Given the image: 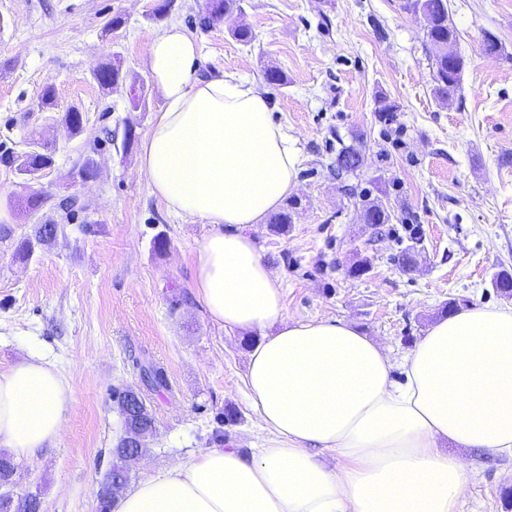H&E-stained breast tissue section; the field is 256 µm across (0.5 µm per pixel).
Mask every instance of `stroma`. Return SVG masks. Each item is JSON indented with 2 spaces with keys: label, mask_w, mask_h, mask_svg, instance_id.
I'll return each instance as SVG.
<instances>
[{
  "label": "stroma",
  "mask_w": 512,
  "mask_h": 512,
  "mask_svg": "<svg viewBox=\"0 0 512 512\" xmlns=\"http://www.w3.org/2000/svg\"><path fill=\"white\" fill-rule=\"evenodd\" d=\"M0 0V370L39 353L67 378L73 403L61 437L38 457L15 458L13 494H38L42 512H97L95 492L122 433L114 387L139 389L156 431L132 467L139 482L212 448L262 447L267 432L244 383L261 331L224 330L200 307L197 250L208 225L169 213L140 170L150 123L164 106L144 61L152 36L181 24L197 41L203 74L233 72L265 91L277 122L297 141L291 192L302 208L287 233L250 228L278 274L289 317L353 323L401 357L458 308H512L492 286L512 273V0H449L464 58L461 90L434 96L435 51L400 0H241L242 9L201 25L209 0ZM121 16L120 28L110 21ZM248 26L243 44L231 29ZM499 38L501 56L481 49ZM126 72L105 89L95 70ZM283 85L268 84L267 68ZM52 85L55 104L40 93ZM398 108L384 124L380 109ZM78 107L82 134L62 122ZM135 139L123 146L125 130ZM51 145L54 162L19 174L6 156ZM344 145L362 149L358 174L337 176ZM98 174L78 183L86 158ZM44 194L32 211L26 199ZM379 200L388 223H364L356 196ZM75 198L73 211L60 207ZM39 224L58 227L29 258L16 248ZM166 232L169 246L151 241ZM414 247L416 266L397 258ZM365 262V273L351 267ZM153 363L169 386H147ZM237 419L225 421V409ZM473 478L460 512H512V457L472 453Z\"/></svg>",
  "instance_id": "1"
}]
</instances>
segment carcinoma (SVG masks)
<instances>
[{"instance_id":"1","label":"carcinoma","mask_w":512,"mask_h":512,"mask_svg":"<svg viewBox=\"0 0 512 512\" xmlns=\"http://www.w3.org/2000/svg\"><path fill=\"white\" fill-rule=\"evenodd\" d=\"M401 8L425 22L424 35L436 49L432 63L434 93L440 99H447L460 90L461 75L464 68V58L458 53H448V45L456 44L458 34L456 28L449 22L448 0H402ZM242 11L241 0H210L208 18L218 20L226 14ZM95 81L104 88L118 85L125 79L120 66L106 64L94 73ZM65 124L71 127V132L78 135L84 130L82 112L71 107L64 113ZM53 162V152L44 148L33 149L23 155L19 164V171L27 175H35L49 167ZM336 172H356L363 165V156L354 146H343L336 152ZM300 208L297 199L288 201L286 207L274 214L269 223L279 230L288 229L294 223L295 215ZM362 217L366 224H386L390 220V213L382 206L367 202L362 205ZM35 239L26 238L18 246L20 255L27 257L31 253L32 242H44L55 236V225L40 224L34 229ZM141 374L148 383L157 389L168 388V381L164 371L150 363L140 366ZM123 389L112 390V400L119 413L125 415L124 430L115 448L112 449V465L109 475L124 482L130 481L131 464L130 453L136 440L145 434H154V419L147 413L140 414L126 409V402L122 400Z\"/></svg>"}]
</instances>
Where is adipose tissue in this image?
<instances>
[{
	"label": "adipose tissue",
	"mask_w": 512,
	"mask_h": 512,
	"mask_svg": "<svg viewBox=\"0 0 512 512\" xmlns=\"http://www.w3.org/2000/svg\"><path fill=\"white\" fill-rule=\"evenodd\" d=\"M201 63L181 25L153 36L145 67L164 107L140 166L170 213L210 227L195 277L209 319L274 330L254 345L245 380L270 438L249 454L182 458L122 491L113 512H458L468 453L512 456V309L448 314L398 361L350 322L288 317L246 229L291 192L296 142L255 84L200 75ZM72 401L44 357L1 370L0 448L36 457Z\"/></svg>",
	"instance_id": "1"
}]
</instances>
